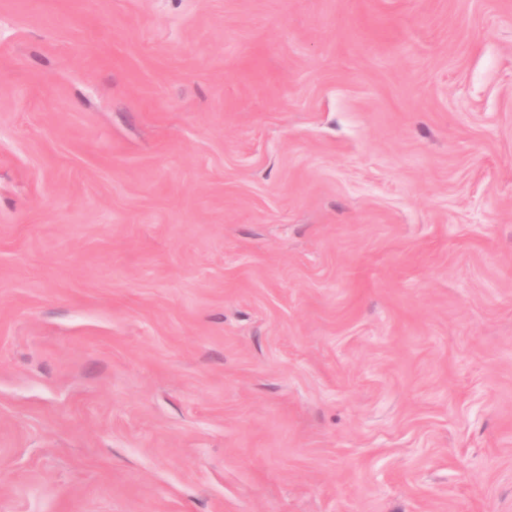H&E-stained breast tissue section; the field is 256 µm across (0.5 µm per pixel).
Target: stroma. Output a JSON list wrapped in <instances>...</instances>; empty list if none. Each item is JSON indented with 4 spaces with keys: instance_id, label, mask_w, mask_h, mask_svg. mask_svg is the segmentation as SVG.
I'll return each mask as SVG.
<instances>
[{
    "instance_id": "obj_1",
    "label": "stroma",
    "mask_w": 512,
    "mask_h": 512,
    "mask_svg": "<svg viewBox=\"0 0 512 512\" xmlns=\"http://www.w3.org/2000/svg\"><path fill=\"white\" fill-rule=\"evenodd\" d=\"M0 512H512V0H0Z\"/></svg>"
}]
</instances>
